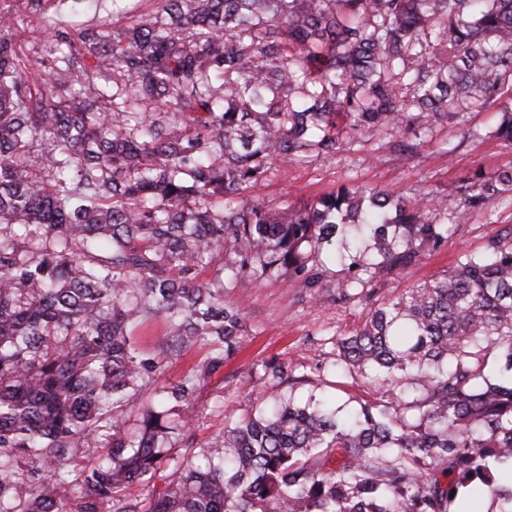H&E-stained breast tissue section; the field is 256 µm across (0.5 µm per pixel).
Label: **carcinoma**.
<instances>
[{
	"instance_id": "carcinoma-1",
	"label": "carcinoma",
	"mask_w": 512,
	"mask_h": 512,
	"mask_svg": "<svg viewBox=\"0 0 512 512\" xmlns=\"http://www.w3.org/2000/svg\"><path fill=\"white\" fill-rule=\"evenodd\" d=\"M51 2L0 0V512H469L473 487L512 512V227L393 298L369 287L512 194V168L456 205L260 194L274 162L368 129L424 134L498 106L511 145L512 0H141L107 31L53 27L43 70L15 21ZM325 251L350 270L334 295ZM246 277L373 308L317 370L261 364L267 398L225 406L195 452V395L247 331L224 292ZM157 318L145 353L135 331ZM325 373L373 391L347 413L281 391ZM80 447L108 452L72 483ZM163 463L162 492H127ZM207 348L195 346L179 357L172 358L166 366L163 380L166 383H177L188 371L189 367L202 359Z\"/></svg>"
}]
</instances>
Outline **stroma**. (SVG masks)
Returning a JSON list of instances; mask_svg holds the SVG:
<instances>
[{"mask_svg": "<svg viewBox=\"0 0 512 512\" xmlns=\"http://www.w3.org/2000/svg\"><path fill=\"white\" fill-rule=\"evenodd\" d=\"M137 6V0H89L78 11L72 0H54L50 13L63 26L99 29L135 14ZM500 119V110L494 107L435 125L426 135L370 131L359 141L343 145L336 154L303 164H275L263 194L279 203L305 201L351 182L378 185L407 197L434 188L456 203L479 173L512 167V146L496 135ZM445 143L454 146L453 155L441 153ZM508 226H512V200L471 212L467 223L437 252L379 283L378 288L382 295H397L453 266L465 250L484 249ZM227 299L245 313L248 333L241 337L238 352L199 393L194 433L200 444L223 429V405L245 411L260 402L264 386L252 375L255 367L270 359L291 369L328 360L332 350L329 337L356 328L370 308L365 298L322 304L301 285L278 281L244 282L230 289Z\"/></svg>", "mask_w": 512, "mask_h": 512, "instance_id": "1", "label": "stroma"}]
</instances>
